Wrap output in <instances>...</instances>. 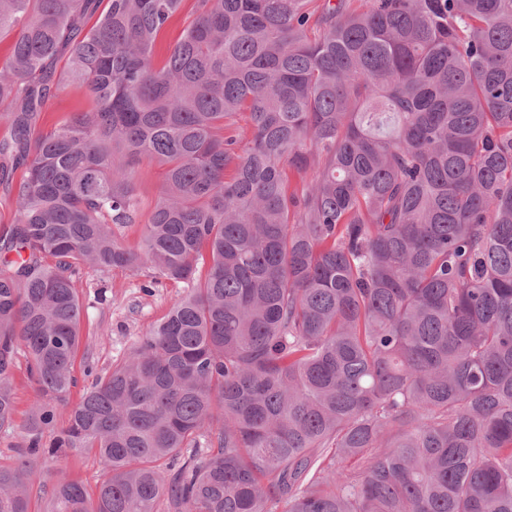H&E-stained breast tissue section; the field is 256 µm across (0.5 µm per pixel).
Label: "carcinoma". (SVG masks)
<instances>
[{
	"label": "carcinoma",
	"mask_w": 512,
	"mask_h": 512,
	"mask_svg": "<svg viewBox=\"0 0 512 512\" xmlns=\"http://www.w3.org/2000/svg\"><path fill=\"white\" fill-rule=\"evenodd\" d=\"M366 2L0 0V512H512V0ZM87 268L184 292L60 426ZM193 3L194 0H184L182 10L174 17L170 25L159 38L155 48V52L158 57H163L166 53L167 47L173 44L180 37L184 27V20L188 16ZM90 101L85 93L75 87H65L56 92L49 107L43 114V128H50L52 124L70 112L85 111L90 108ZM135 181L142 199V210L139 223L125 231L124 241L128 243L136 242L140 237L142 224L148 223L154 199L162 184L161 171L158 167L144 162L135 175ZM14 385L17 402L14 429L9 435L0 433V464L14 463L20 457L19 450L24 446V426L31 410L34 392L33 385L27 378L23 359L15 373ZM38 468L44 474L46 491L51 488L59 468H63L70 477L80 481L92 496L104 475L102 463L92 455L59 454L57 458L47 457L39 460Z\"/></svg>",
	"instance_id": "1"
}]
</instances>
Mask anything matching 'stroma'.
Returning <instances> with one entry per match:
<instances>
[{"instance_id": "obj_1", "label": "stroma", "mask_w": 512, "mask_h": 512, "mask_svg": "<svg viewBox=\"0 0 512 512\" xmlns=\"http://www.w3.org/2000/svg\"><path fill=\"white\" fill-rule=\"evenodd\" d=\"M142 199V210L138 224L125 231L124 240L136 242L141 226L147 223L154 199L162 184L158 167L142 164L135 175ZM141 277L123 269L108 273L85 270L76 287L88 307L81 322L83 344L82 357L76 358L75 375L79 385L89 382L85 375L86 365H93L95 373H102L112 363L120 361L130 346L144 336L149 329L168 312L173 300L181 290L170 283H162L152 293H144ZM104 294L103 302H95L96 294ZM16 392V414L11 433L0 434V464L14 463L24 446V426L34 399L33 386L24 369H17L14 378ZM44 474L45 485H52L58 470H65L70 477L80 481L88 493H95L104 475V467L98 458L91 455L75 456L62 454L55 458H44L38 462Z\"/></svg>"}]
</instances>
